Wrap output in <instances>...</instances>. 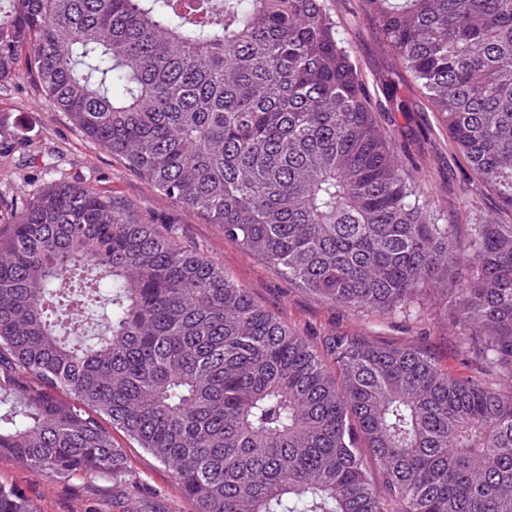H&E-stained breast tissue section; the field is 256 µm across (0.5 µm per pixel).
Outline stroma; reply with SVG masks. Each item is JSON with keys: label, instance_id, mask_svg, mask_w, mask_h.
Listing matches in <instances>:
<instances>
[{"label": "stroma", "instance_id": "obj_1", "mask_svg": "<svg viewBox=\"0 0 512 512\" xmlns=\"http://www.w3.org/2000/svg\"><path fill=\"white\" fill-rule=\"evenodd\" d=\"M328 6L370 93H377L382 81L390 79L398 82L401 95L410 99L411 112L382 116L381 123L393 134L402 160L419 165L427 199L441 216L468 223L467 214L458 206L461 187L473 178L466 161L453 153L423 95L409 87L397 56L376 40L371 23L359 17V0H329ZM1 112L8 115L14 134L26 148L0 167V222L10 223L16 198L29 180L43 183L63 174L123 200L156 223L169 225L174 240L221 265L255 301L307 336L316 349H323L327 337L358 333L386 344L419 345L441 367L460 375L475 374L478 363L460 351L445 297L430 298L423 309L410 314L385 318L340 308L289 282L261 256L225 240L219 225L207 223L196 211L156 193L119 156L85 138L65 113L44 103L26 71H17L11 83L0 88ZM112 436L126 450L137 494H129L123 486L108 480L89 483L79 477L47 478L19 468L5 457L0 458V479L22 491L39 512H140L141 502L148 499L163 512H194L193 504L178 492L169 468L138 448L123 432L113 431Z\"/></svg>", "mask_w": 512, "mask_h": 512}]
</instances>
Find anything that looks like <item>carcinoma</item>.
<instances>
[{
	"instance_id": "1",
	"label": "carcinoma",
	"mask_w": 512,
	"mask_h": 512,
	"mask_svg": "<svg viewBox=\"0 0 512 512\" xmlns=\"http://www.w3.org/2000/svg\"><path fill=\"white\" fill-rule=\"evenodd\" d=\"M481 188L512 212V0H359ZM351 311L452 299L485 372L307 337L169 227L64 178L0 231V456L128 482L123 431L195 512H512V224L427 202L326 0H0V86ZM107 301L93 342L91 312ZM0 512H38L0 483Z\"/></svg>"
}]
</instances>
